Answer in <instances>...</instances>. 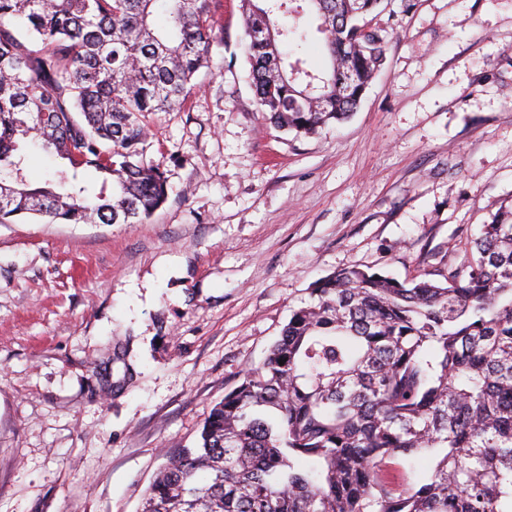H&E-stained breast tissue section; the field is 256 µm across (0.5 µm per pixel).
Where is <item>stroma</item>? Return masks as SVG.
I'll use <instances>...</instances> for the list:
<instances>
[{
	"label": "stroma",
	"instance_id": "35a3bbf8",
	"mask_svg": "<svg viewBox=\"0 0 512 512\" xmlns=\"http://www.w3.org/2000/svg\"><path fill=\"white\" fill-rule=\"evenodd\" d=\"M151 116L141 224H0V512H138L167 452L349 266L443 280L512 203V0H385L384 65L311 136L258 112L240 0Z\"/></svg>",
	"mask_w": 512,
	"mask_h": 512
}]
</instances>
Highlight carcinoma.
<instances>
[{"mask_svg":"<svg viewBox=\"0 0 512 512\" xmlns=\"http://www.w3.org/2000/svg\"><path fill=\"white\" fill-rule=\"evenodd\" d=\"M156 2L0 0V224H141L164 204L148 117L186 111L215 20L210 0H164L160 27ZM382 2L241 0L258 111L298 135L345 120L384 59L370 20ZM312 16L324 70L284 22ZM28 143L60 161L42 186ZM445 280L347 267L318 282L141 512H512V205ZM418 454L434 460L427 476L388 479Z\"/></svg>","mask_w":512,"mask_h":512,"instance_id":"obj_1","label":"carcinoma"}]
</instances>
